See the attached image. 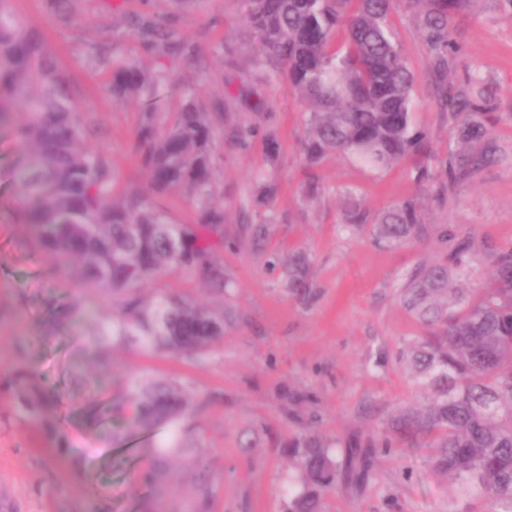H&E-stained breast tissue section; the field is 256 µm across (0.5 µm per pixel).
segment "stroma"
Instances as JSON below:
<instances>
[{"label": "stroma", "mask_w": 512, "mask_h": 512, "mask_svg": "<svg viewBox=\"0 0 512 512\" xmlns=\"http://www.w3.org/2000/svg\"><path fill=\"white\" fill-rule=\"evenodd\" d=\"M243 0H191L187 33L223 53L186 63L178 78L224 104L215 144L214 200L224 208L221 257L229 284L211 288L194 271L159 279L172 293L191 292L229 313L220 344L203 358H172L137 344H112L116 369L180 388L189 410L176 424L131 430L134 412L123 385L105 373L95 342L107 296L80 288L64 261L35 251L20 216L23 156L11 124H0V512H284L288 438L313 429L327 440L379 435L393 407L412 397L399 359L422 328L396 290L416 267L437 261L443 227L468 237L478 259L469 287L491 283L489 258L512 247V0H472L458 15L459 51L448 77L475 74L491 90L496 159L471 180L436 198L453 123L435 90L433 58L405 0L391 20L401 54L416 77L415 126L431 146L430 181L411 162L377 171L332 154L308 165L307 112L288 90L279 63L252 65L254 35ZM15 10L57 51L92 109L89 143H106L117 190L148 191L134 153L137 106L118 108L103 91L105 71L87 51L114 20L101 0H77L63 23L46 0H15ZM277 144L268 156L265 135ZM277 191L254 202L256 176ZM417 202L427 231L408 243H378L370 226L386 210ZM356 204L366 224L346 229ZM304 256L309 288L298 294L288 266ZM257 435L255 447L240 445ZM445 504L405 448L380 456L363 491L339 489L324 512H443Z\"/></svg>", "instance_id": "stroma-1"}]
</instances>
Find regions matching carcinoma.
Returning a JSON list of instances; mask_svg holds the SVG:
<instances>
[{"label":"carcinoma","instance_id":"1","mask_svg":"<svg viewBox=\"0 0 512 512\" xmlns=\"http://www.w3.org/2000/svg\"><path fill=\"white\" fill-rule=\"evenodd\" d=\"M61 20L74 0H47ZM433 55L442 105L457 120L454 138L470 152H451L448 186L473 176L493 160L489 103L480 79L448 82V58L458 49L455 20L471 0H407ZM392 0H248L246 25L257 33L256 62L275 59L288 89L306 105L305 154L311 163L344 154L376 170L417 159L416 176L429 177L427 134L412 120L414 74L398 50L390 19ZM137 39L158 65L143 68L123 53ZM199 47L171 12L125 14L120 29L88 53L105 70L104 91L113 104L140 105L135 151L150 192L135 188L114 198L112 160L105 145L85 141L87 110L43 33L0 0V122L22 119L14 136L24 157L19 175L21 214L44 258L78 260L75 280L119 297L101 335L132 339L172 357H203L216 344L214 326L224 313L185 295L142 286L166 273L195 270L224 288V210L211 203L214 140L224 104L206 108L199 89L175 78L177 65ZM163 93L178 107L157 106ZM188 190L198 202L195 223L171 218L161 200ZM375 239L398 245L425 232L416 205L407 201L371 227ZM475 254L466 237L437 262L410 272L399 300L423 333L400 352L415 402L391 410L376 438L335 444L316 432L291 438L289 463L297 484L288 489L286 512H322L324 496L342 487L357 492L382 454L423 448L422 464L445 494V512H469L462 503L482 499L490 512H512V248L491 258L492 286L452 287L469 280ZM133 426L149 430L176 421L187 409L179 391L129 376Z\"/></svg>","mask_w":512,"mask_h":512}]
</instances>
